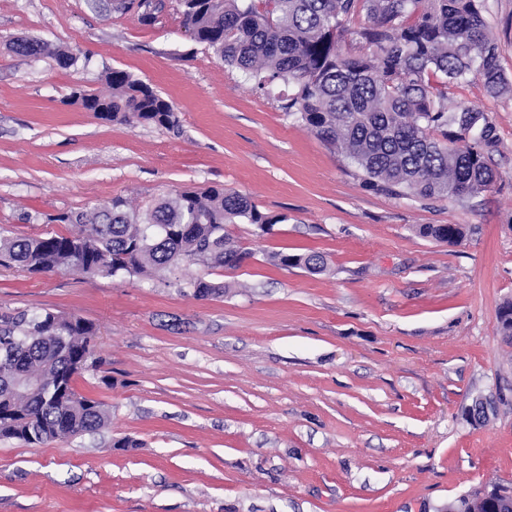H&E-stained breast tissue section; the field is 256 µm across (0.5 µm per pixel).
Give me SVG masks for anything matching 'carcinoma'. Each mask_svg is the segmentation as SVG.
Returning <instances> with one entry per match:
<instances>
[{
	"instance_id": "1",
	"label": "carcinoma",
	"mask_w": 512,
	"mask_h": 512,
	"mask_svg": "<svg viewBox=\"0 0 512 512\" xmlns=\"http://www.w3.org/2000/svg\"><path fill=\"white\" fill-rule=\"evenodd\" d=\"M140 24H155L164 4L114 0ZM183 26L224 64L241 70L253 90L283 84L293 92L281 108L299 116L323 143L360 169L376 190L421 200L474 197L497 181L491 166L499 138L489 112L448 104V87L478 80L490 98L512 93L490 35L482 0H182ZM359 52L344 53L346 23ZM22 56L47 54L67 69L70 51L30 38L11 42ZM108 92L79 91L73 99L107 121L179 127L174 106L123 70L106 77ZM72 224L70 234H0V266L30 274L76 272L165 280L179 268L235 270L253 257L228 230L253 224L262 234L285 221L261 212L243 194L219 187L176 190L144 207L114 196L90 210L47 218ZM418 233L454 245L460 224H422ZM271 265L312 274L328 269L316 251L274 252ZM180 287L200 301L224 294L203 274ZM512 340V302L498 313ZM93 323L49 309L0 316V439L44 444L104 427L110 414L79 394L74 377L96 363ZM446 512H512V486L495 483L448 503Z\"/></svg>"
}]
</instances>
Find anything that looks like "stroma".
<instances>
[{
  "instance_id": "stroma-1",
  "label": "stroma",
  "mask_w": 512,
  "mask_h": 512,
  "mask_svg": "<svg viewBox=\"0 0 512 512\" xmlns=\"http://www.w3.org/2000/svg\"><path fill=\"white\" fill-rule=\"evenodd\" d=\"M151 26L86 0H0V228L68 233L52 215L116 195L132 204L219 186L284 215L268 234L233 224L254 256L213 270L223 296L136 276H44L0 267V314L49 309L97 329V371L75 388L111 413L94 434L0 440V512H439L512 482V95L480 82L452 101L491 112L495 187L421 201L368 187L344 155L262 95L182 25ZM512 78V0H483ZM19 37L76 55L13 53ZM121 69L150 84L178 130L98 119L71 98ZM422 224H460L455 245ZM315 250L329 269L272 266ZM495 400L469 422L476 398ZM132 440L129 448L120 440Z\"/></svg>"
}]
</instances>
